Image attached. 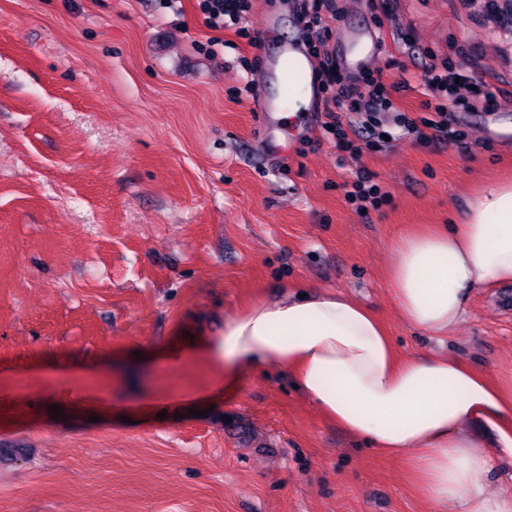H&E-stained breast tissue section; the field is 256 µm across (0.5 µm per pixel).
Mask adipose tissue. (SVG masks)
I'll return each mask as SVG.
<instances>
[{
	"instance_id": "1",
	"label": "adipose tissue",
	"mask_w": 512,
	"mask_h": 512,
	"mask_svg": "<svg viewBox=\"0 0 512 512\" xmlns=\"http://www.w3.org/2000/svg\"><path fill=\"white\" fill-rule=\"evenodd\" d=\"M386 274L393 305L411 327L448 338L480 288L512 283V181L487 184L463 224L401 232ZM224 375L277 366L336 425L377 452L411 451L416 491L452 512H512V495L487 490L495 452L467 433L512 417V377L490 384L463 360L436 352L403 361L383 322L330 290H283L224 323L207 347Z\"/></svg>"
}]
</instances>
